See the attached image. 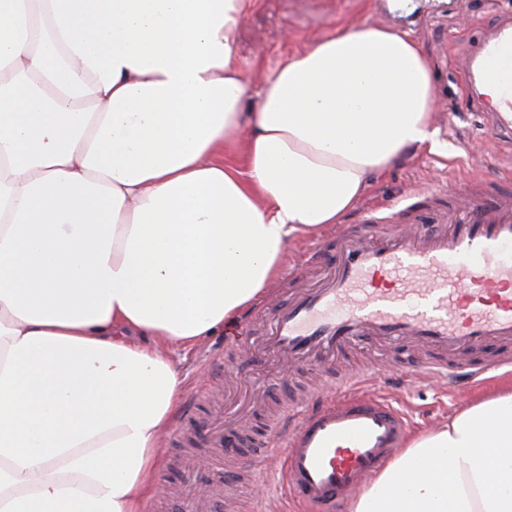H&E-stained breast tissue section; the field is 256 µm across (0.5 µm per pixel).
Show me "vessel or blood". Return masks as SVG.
Segmentation results:
<instances>
[{
    "mask_svg": "<svg viewBox=\"0 0 512 512\" xmlns=\"http://www.w3.org/2000/svg\"><path fill=\"white\" fill-rule=\"evenodd\" d=\"M461 70L471 86L496 84L503 104L491 131L512 136V15L473 43L460 44ZM327 256V272L306 288L271 302L256 338L281 370L318 366L367 340L427 350L420 375L474 386L512 369V181L475 179L447 200H404L362 211L358 227L337 235L334 247L309 249L303 269ZM494 349L493 357L468 354ZM216 415L207 447L217 457L192 459L208 472L209 498L192 497L187 512H217L223 496L252 485V477L224 470L221 455L244 444L247 426L225 432ZM405 414L388 399L336 380L282 404L256 447L271 476L280 477L297 512H342L403 448Z\"/></svg>",
    "mask_w": 512,
    "mask_h": 512,
    "instance_id": "1",
    "label": "vessel or blood"
}]
</instances>
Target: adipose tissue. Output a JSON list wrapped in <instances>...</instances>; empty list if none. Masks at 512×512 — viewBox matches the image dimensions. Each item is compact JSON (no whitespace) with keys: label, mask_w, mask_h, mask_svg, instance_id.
Returning <instances> with one entry per match:
<instances>
[{"label":"adipose tissue","mask_w":512,"mask_h":512,"mask_svg":"<svg viewBox=\"0 0 512 512\" xmlns=\"http://www.w3.org/2000/svg\"><path fill=\"white\" fill-rule=\"evenodd\" d=\"M246 9L0 0V512H141L182 398L170 348L435 144L408 33L337 28L255 90ZM350 512H512V387L411 442Z\"/></svg>","instance_id":"ef3b65f1"}]
</instances>
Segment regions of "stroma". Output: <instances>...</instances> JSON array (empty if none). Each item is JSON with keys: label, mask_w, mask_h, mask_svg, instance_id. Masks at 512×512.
<instances>
[{"label": "stroma", "mask_w": 512, "mask_h": 512, "mask_svg": "<svg viewBox=\"0 0 512 512\" xmlns=\"http://www.w3.org/2000/svg\"><path fill=\"white\" fill-rule=\"evenodd\" d=\"M512 11V0H403L389 9L387 0H249L237 46V64L252 86H260L287 58L309 48L316 40L351 23L387 26L406 31L434 63L437 130L436 150H418L373 177L359 207L400 201L411 192L459 187L476 177L496 178L512 172V140L492 137L485 117L469 104L467 88L456 64L459 45L483 34L498 14ZM253 332L236 316L234 322L188 346L174 349L173 357L186 378L184 402L209 392L222 394L223 406L241 402L254 415L263 414L275 396L252 390L250 381L276 382V365L261 353L223 363L224 342L247 344ZM330 372L311 366L297 370L299 379L322 387L333 383V372L367 373L380 394L391 400L412 421V436H420L504 386L512 374L493 377L471 391L449 390L420 380L403 387L392 380L391 367H414L412 350L383 348L368 342L330 360Z\"/></svg>", "instance_id": "1"}]
</instances>
